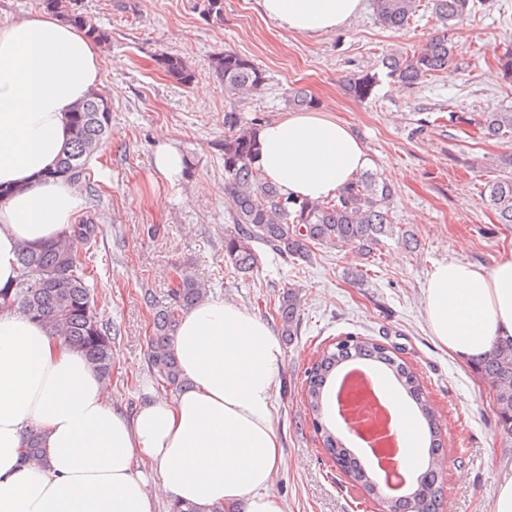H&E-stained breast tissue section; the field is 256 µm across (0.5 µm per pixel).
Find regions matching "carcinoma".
Segmentation results:
<instances>
[{
    "label": "carcinoma",
    "instance_id": "cac0c4a2",
    "mask_svg": "<svg viewBox=\"0 0 512 512\" xmlns=\"http://www.w3.org/2000/svg\"><path fill=\"white\" fill-rule=\"evenodd\" d=\"M417 2L373 0V8L382 26L402 30L416 15ZM470 3L471 0H431L432 14L439 23L436 31L414 54H390L386 58V68L395 83L413 88L448 72L455 55L449 31L468 16ZM41 4L47 11L62 15L90 41L109 43L110 34L70 6L69 0H41ZM198 6L204 16L224 20V0H198ZM155 61L167 76L182 85L195 78L192 67L177 54L163 52ZM209 66L232 96L254 95L266 84L262 69L237 52L217 53L209 59ZM376 84V75L367 72L348 79L346 91L356 99H366ZM111 122L112 110L102 95L94 93L78 104L70 113V142L51 176L72 182L82 179L89 159L110 133ZM224 125V194L234 224V234L224 241V258L232 274L246 276L254 271L259 261L257 244L284 259L304 262L311 261L314 249L320 246L349 248L366 256L378 250L385 238L406 249L415 244L408 230L392 221L388 204L393 189L385 179L373 173L362 174L342 187L336 197L319 202L285 197L264 177L258 164L259 125H243L235 111L225 113ZM477 125L488 137L512 139V110L484 112ZM482 195L496 211L499 223L512 224V177L485 182ZM98 230V225L87 221L71 225L53 241L22 245L18 277L14 284L0 288V306L15 307L41 322L51 334L82 351L88 362L108 378L112 376V333L98 317L82 260V250L91 247ZM205 294L204 284L190 267L179 266L169 290V303L153 305L148 363L152 373L175 391L182 390L186 383L171 341L183 314L200 304ZM300 303L299 292L293 288L280 295L276 315L281 335L289 338L298 334ZM349 360L391 371L428 427L431 452L427 467L402 497L384 496L383 489L323 421L327 391L339 365ZM471 368L493 393L499 429L512 436V337L494 340ZM304 398L326 452L342 464L367 495L384 499L386 512H439L445 451L438 438L437 415L417 376L393 351L370 338L346 335L306 368Z\"/></svg>",
    "mask_w": 512,
    "mask_h": 512
}]
</instances>
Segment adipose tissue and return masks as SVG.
<instances>
[{
    "label": "adipose tissue",
    "mask_w": 512,
    "mask_h": 512,
    "mask_svg": "<svg viewBox=\"0 0 512 512\" xmlns=\"http://www.w3.org/2000/svg\"><path fill=\"white\" fill-rule=\"evenodd\" d=\"M281 27L338 30L361 0H257ZM103 85L97 48L65 20L0 23V288L19 273L18 246L60 235L84 206L72 182L49 177L69 137L68 114ZM264 176L283 196H336L370 165L350 128L301 112L259 132ZM437 341L456 358L512 336V253L493 267L435 263L424 290ZM173 348L187 389L125 414L84 355L22 312L0 310V512H155L159 498L209 512H285L271 493L282 461L272 396L284 366L276 331L238 305L210 299L186 313ZM390 406L401 462L422 457L418 421L398 393ZM44 450L21 459L30 435ZM157 470L149 486L135 465Z\"/></svg>",
    "instance_id": "adipose-tissue-1"
}]
</instances>
